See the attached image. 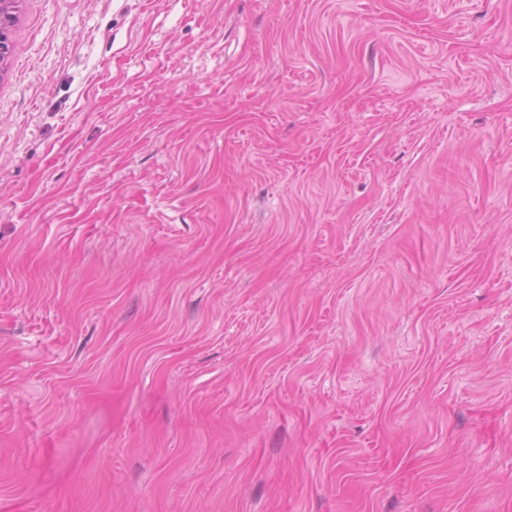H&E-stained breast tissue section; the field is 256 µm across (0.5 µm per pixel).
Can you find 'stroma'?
<instances>
[{
	"label": "stroma",
	"instance_id": "35a3bbf8",
	"mask_svg": "<svg viewBox=\"0 0 512 512\" xmlns=\"http://www.w3.org/2000/svg\"><path fill=\"white\" fill-rule=\"evenodd\" d=\"M0 512H512V0H19Z\"/></svg>",
	"mask_w": 512,
	"mask_h": 512
}]
</instances>
